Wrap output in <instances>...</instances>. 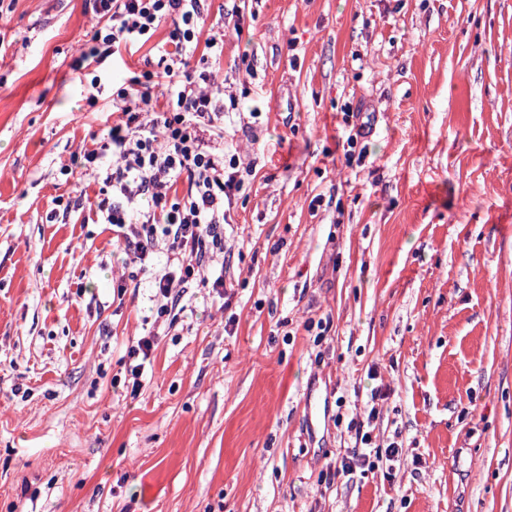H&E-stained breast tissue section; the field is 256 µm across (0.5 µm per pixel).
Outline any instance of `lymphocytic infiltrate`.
Wrapping results in <instances>:
<instances>
[{
  "mask_svg": "<svg viewBox=\"0 0 512 512\" xmlns=\"http://www.w3.org/2000/svg\"><path fill=\"white\" fill-rule=\"evenodd\" d=\"M205 0H94L106 18L90 54L96 63L120 61L172 22L156 44L157 69L117 90L116 118L99 149L84 151L80 166L100 179L102 223L118 228L131 263L166 251L168 267L152 282L159 316L179 306L193 280L209 278L207 256L224 251L226 207L242 185L241 160L224 154V87L210 68L224 54V33L206 31ZM197 56V73L187 72ZM185 193H178L179 182Z\"/></svg>",
  "mask_w": 512,
  "mask_h": 512,
  "instance_id": "1",
  "label": "lymphocytic infiltrate"
}]
</instances>
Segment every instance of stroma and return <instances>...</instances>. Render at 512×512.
Segmentation results:
<instances>
[{"mask_svg": "<svg viewBox=\"0 0 512 512\" xmlns=\"http://www.w3.org/2000/svg\"><path fill=\"white\" fill-rule=\"evenodd\" d=\"M205 7L253 171L173 323L61 170L153 54L97 72L91 0H0V512H512V0ZM376 388L404 454L339 474ZM149 336H142L138 339L136 345H132L128 350V357L133 361L141 360V362L132 364L130 363L129 372L132 379V390L131 393L136 395L141 387L140 378L143 375L144 366L143 363L150 358L151 353L154 349L155 338L158 333L150 332Z\"/></svg>", "mask_w": 512, "mask_h": 512, "instance_id": "obj_1", "label": "stroma"}]
</instances>
